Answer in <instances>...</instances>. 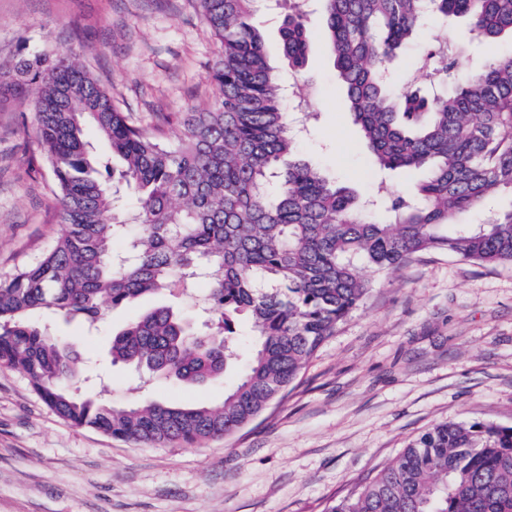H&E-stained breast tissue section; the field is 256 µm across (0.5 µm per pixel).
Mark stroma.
<instances>
[{"label":"stroma","instance_id":"1","mask_svg":"<svg viewBox=\"0 0 512 512\" xmlns=\"http://www.w3.org/2000/svg\"><path fill=\"white\" fill-rule=\"evenodd\" d=\"M307 63L283 56L279 8L260 9L280 82L295 79L314 113L301 157L363 197L406 193L414 172H380L344 103L321 0H308ZM451 41L457 73L512 52L479 41L459 18L431 19L390 66L394 86L427 88L424 67ZM72 48L114 104L140 123L206 108L221 51L198 0H0V61ZM28 102L0 88V277L59 234L53 175ZM363 303L283 396L229 438L157 448L61 420L18 372L0 367V512H324L370 481L424 431L448 421L512 426V264L427 252L375 274ZM107 311L94 328L46 313L50 331L96 368L115 405L143 399L217 404L239 375L185 386L111 364L113 330L151 307Z\"/></svg>","mask_w":512,"mask_h":512}]
</instances>
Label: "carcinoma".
<instances>
[{
	"label": "carcinoma",
	"instance_id": "obj_1",
	"mask_svg": "<svg viewBox=\"0 0 512 512\" xmlns=\"http://www.w3.org/2000/svg\"><path fill=\"white\" fill-rule=\"evenodd\" d=\"M257 0H199L222 47L216 93L181 113L168 135L122 112L72 49L0 63V87L28 100L57 186L61 232L35 260L0 277V366L22 373L64 421L138 445L193 446L256 419L302 373L369 292L366 272L398 270L441 251L512 263V208L486 224L463 216L512 193V55L459 80L437 70L423 95L387 84V65L429 18H463L475 37L512 40V0H322L347 109L381 170L420 169L409 198L366 201L303 161L267 58ZM283 55L304 65L306 14L282 21ZM106 139L138 193L134 217L115 205L86 128ZM205 285L199 334L171 305L131 320L111 340L112 364L152 368L188 386L243 363L218 405L81 394L78 353L36 320L43 311L97 323L147 295ZM326 512H512V426L438 424Z\"/></svg>",
	"mask_w": 512,
	"mask_h": 512
}]
</instances>
